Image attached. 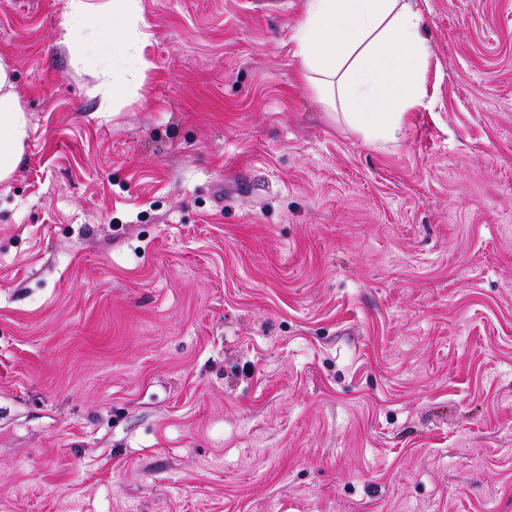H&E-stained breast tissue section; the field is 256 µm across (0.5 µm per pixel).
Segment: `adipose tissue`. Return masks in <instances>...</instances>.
<instances>
[{
    "label": "adipose tissue",
    "mask_w": 512,
    "mask_h": 512,
    "mask_svg": "<svg viewBox=\"0 0 512 512\" xmlns=\"http://www.w3.org/2000/svg\"><path fill=\"white\" fill-rule=\"evenodd\" d=\"M100 28L86 26L88 18ZM141 0H67L65 44L77 58L97 55L112 39V59L96 75L113 96L130 95L150 66ZM301 74L327 104L371 140H393L402 118L423 96L427 46L408 0H306L295 29ZM29 117L15 89L14 66L0 56V182L20 165Z\"/></svg>",
    "instance_id": "1"
}]
</instances>
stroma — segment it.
<instances>
[{"label": "stroma", "instance_id": "obj_1", "mask_svg": "<svg viewBox=\"0 0 512 512\" xmlns=\"http://www.w3.org/2000/svg\"><path fill=\"white\" fill-rule=\"evenodd\" d=\"M67 0H0V512H512V0H410L423 98L370 141L305 0H141L111 100ZM28 135L29 117L15 89L13 62L0 56V182L20 165Z\"/></svg>", "mask_w": 512, "mask_h": 512}]
</instances>
